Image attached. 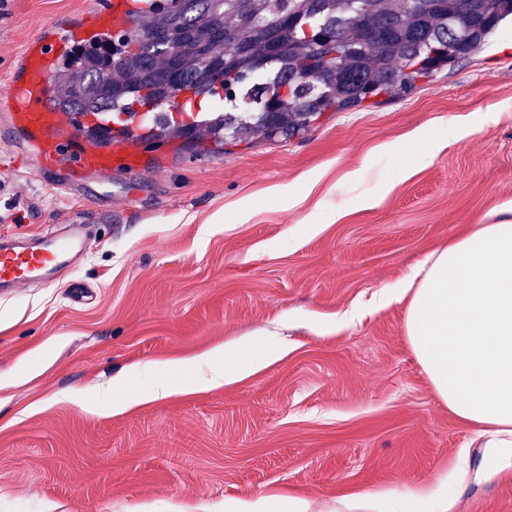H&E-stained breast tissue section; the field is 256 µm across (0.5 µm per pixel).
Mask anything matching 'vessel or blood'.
<instances>
[{"label": "vessel or blood", "mask_w": 512, "mask_h": 512, "mask_svg": "<svg viewBox=\"0 0 512 512\" xmlns=\"http://www.w3.org/2000/svg\"><path fill=\"white\" fill-rule=\"evenodd\" d=\"M138 7V0H108L103 10L86 13L76 24L61 28L49 23L25 47L19 77L0 98V108L14 128L29 136L39 167L52 168L63 157L77 174L141 166L143 157L137 148L90 140L68 115L49 104L58 60L76 42L102 33L131 31ZM88 245V235L77 223L67 234L49 233L32 241L0 236V288H23L72 270Z\"/></svg>", "instance_id": "obj_1"}]
</instances>
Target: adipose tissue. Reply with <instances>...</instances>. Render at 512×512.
Wrapping results in <instances>:
<instances>
[{
    "label": "adipose tissue",
    "mask_w": 512,
    "mask_h": 512,
    "mask_svg": "<svg viewBox=\"0 0 512 512\" xmlns=\"http://www.w3.org/2000/svg\"><path fill=\"white\" fill-rule=\"evenodd\" d=\"M406 303L405 333L450 412L492 432L490 459L512 464V220L477 224L412 269L379 304ZM250 357L225 353L209 386L234 383L281 357L251 342Z\"/></svg>",
    "instance_id": "1"
}]
</instances>
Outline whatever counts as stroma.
Returning a JSON list of instances; mask_svg holds the SVG:
<instances>
[{"label": "stroma", "mask_w": 512, "mask_h": 512, "mask_svg": "<svg viewBox=\"0 0 512 512\" xmlns=\"http://www.w3.org/2000/svg\"><path fill=\"white\" fill-rule=\"evenodd\" d=\"M105 0H0V96L50 20ZM466 130L415 164L440 119ZM135 170L40 173L0 116V233L89 219L65 281L0 294V512H390L448 476L451 512H512V467L435 394L378 294L472 224L512 218V26L377 107L304 136L195 154L144 143ZM378 198L376 207L365 198ZM359 320L341 324L351 308ZM245 340L286 343L241 380L121 410L100 395L200 380Z\"/></svg>", "instance_id": "stroma-1"}]
</instances>
